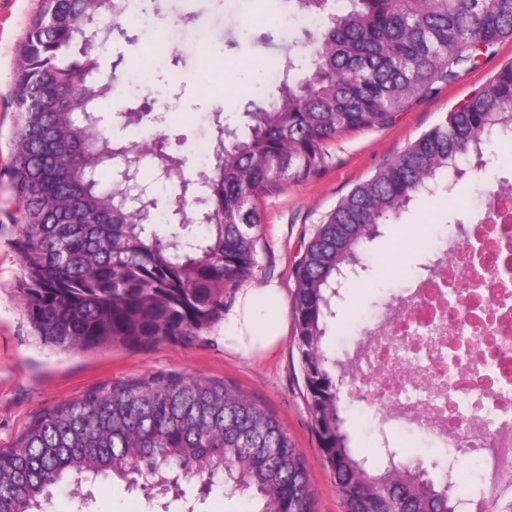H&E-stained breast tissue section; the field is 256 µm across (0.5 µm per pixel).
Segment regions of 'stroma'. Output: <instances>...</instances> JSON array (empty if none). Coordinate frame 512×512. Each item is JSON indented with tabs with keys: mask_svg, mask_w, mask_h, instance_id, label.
Instances as JSON below:
<instances>
[{
	"mask_svg": "<svg viewBox=\"0 0 512 512\" xmlns=\"http://www.w3.org/2000/svg\"><path fill=\"white\" fill-rule=\"evenodd\" d=\"M40 5L41 0H0V449L13 447L35 417L81 400L90 391L158 375L201 377L245 393L274 415L304 456L316 512H343L306 400L294 335L260 360L225 354L220 321L191 341L138 349L115 346L66 353L35 335L13 293L21 270L11 247L16 207L10 160L15 74L23 38ZM155 6L156 24L168 31L160 48L141 23L139 5H132L120 28H113L111 19H101V26L112 27L113 33L98 46L92 79L111 85L112 91L99 103L97 114L120 143L167 135L191 174L213 163V113H221L229 130L244 135L249 112L277 94L286 60L309 65V52L293 43L279 23L288 11L286 0H156ZM204 59L211 64L207 75L200 70ZM511 61L512 42L498 45L478 67L461 72L438 95L414 101L392 124L339 135L328 143L327 163L320 171L301 181L280 180L261 194L256 201L261 216L257 265L247 285L258 288L275 281L293 294L295 263L324 216ZM141 107L149 115L140 123L118 117ZM497 152L498 161L468 174L451 194L419 196L397 222L379 226L365 251L366 271L343 289L336 316L328 321L324 347L330 355L342 360L355 353L356 326L405 296L423 266L436 258L440 240L455 219L480 209L484 189L512 171V149L501 146ZM340 416L351 447L369 453L371 463L385 461L388 447L401 462L419 459L429 465L445 457L430 444L410 443L394 422L364 413L361 403L350 397H342ZM93 494L85 512H254L252 502L227 495L219 481L205 497L195 484H188L184 498L175 500L150 499L145 491L102 478Z\"/></svg>",
	"mask_w": 512,
	"mask_h": 512,
	"instance_id": "obj_1",
	"label": "stroma"
}]
</instances>
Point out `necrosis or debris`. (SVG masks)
<instances>
[{
  "mask_svg": "<svg viewBox=\"0 0 512 512\" xmlns=\"http://www.w3.org/2000/svg\"><path fill=\"white\" fill-rule=\"evenodd\" d=\"M487 197L401 310L365 330L348 385L368 411L475 459V472L448 470L452 486L484 487L470 512L512 491V191Z\"/></svg>",
  "mask_w": 512,
  "mask_h": 512,
  "instance_id": "4bbe7bcc",
  "label": "necrosis or debris"
}]
</instances>
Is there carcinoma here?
Here are the masks:
<instances>
[{
	"mask_svg": "<svg viewBox=\"0 0 512 512\" xmlns=\"http://www.w3.org/2000/svg\"><path fill=\"white\" fill-rule=\"evenodd\" d=\"M292 16L315 24L300 30L308 69L279 95L248 113L251 133L224 142L221 113L215 163L193 179L167 137L118 144L100 127L98 103L111 87L43 74L81 41L88 72L97 68L95 24L126 16L119 0H43L30 24L15 74L17 118L11 159L17 202L12 241L23 275L15 292L35 334L61 351L186 342L224 311V288L256 264L260 214L256 200L281 177L304 180L326 163L325 144L344 132L383 127L413 100L437 94L461 70L512 42V0H289ZM69 112H41L57 90ZM512 62L445 121L356 185L314 230L294 269V311L309 409L344 512H458L462 498L441 477L423 478L391 460L374 466L348 446L339 416L351 368L323 348L332 299L361 261L378 226L395 222L416 196L451 193L465 170L487 165L486 147L512 141ZM146 154L140 169H167L185 192L201 198L184 224H145L158 200H137L116 179L129 150ZM75 161L78 180L67 177ZM138 479L177 496L195 480L202 494L221 475L230 494L256 512H315L302 454L280 421L242 392L202 378L167 376L119 382L40 415L17 444L0 450V512H42L67 481L100 476Z\"/></svg>",
	"mask_w": 512,
	"mask_h": 512,
	"instance_id": "1",
	"label": "carcinoma"
}]
</instances>
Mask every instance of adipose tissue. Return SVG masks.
Segmentation results:
<instances>
[{"label": "adipose tissue", "mask_w": 512, "mask_h": 512, "mask_svg": "<svg viewBox=\"0 0 512 512\" xmlns=\"http://www.w3.org/2000/svg\"><path fill=\"white\" fill-rule=\"evenodd\" d=\"M286 296L277 283L243 288L224 318V349L247 358H259L275 349L286 335Z\"/></svg>", "instance_id": "1"}]
</instances>
